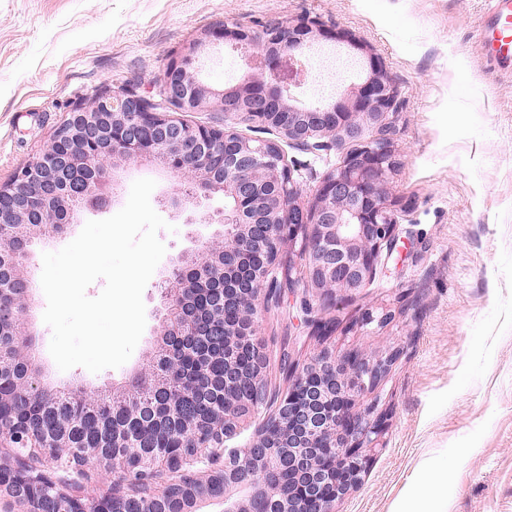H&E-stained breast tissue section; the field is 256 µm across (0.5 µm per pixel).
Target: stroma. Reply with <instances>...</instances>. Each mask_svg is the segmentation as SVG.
I'll return each mask as SVG.
<instances>
[{
    "label": "stroma",
    "instance_id": "1",
    "mask_svg": "<svg viewBox=\"0 0 512 512\" xmlns=\"http://www.w3.org/2000/svg\"><path fill=\"white\" fill-rule=\"evenodd\" d=\"M487 8V0H0V184L49 143L74 108L104 90L130 88L159 103L167 65L184 54L213 91L240 86V52L205 35L218 25L309 15L361 39V50L333 40L306 48L325 83L292 89L299 105L348 96L367 75L368 53L384 60L397 90L389 135L398 162L389 182L397 247L356 296L321 301L306 288L285 287L262 309L267 396L230 442L246 446L287 393L281 356L304 365L323 347L312 334L316 322L337 324L326 346L336 357L400 350L389 374L361 398L377 401L385 428L359 486L336 512H396L409 505V480L424 466L448 486L445 512H512V77L481 51ZM346 151L329 138L311 150L286 146L303 201ZM140 178L156 182L150 201L168 224L158 233L166 258L191 251L186 213L162 202L176 179L152 164L119 169L111 204L84 210L82 222L117 213ZM80 231L71 225L33 247L23 267L36 285L31 329L51 374L108 389L146 365L161 340L155 284L164 270L156 268L144 289L146 327L127 363L96 374L79 366L59 371L42 319V255ZM367 309L395 317L366 324Z\"/></svg>",
    "mask_w": 512,
    "mask_h": 512
}]
</instances>
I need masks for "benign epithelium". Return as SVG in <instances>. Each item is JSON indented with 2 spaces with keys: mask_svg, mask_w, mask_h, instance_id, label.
Segmentation results:
<instances>
[{
  "mask_svg": "<svg viewBox=\"0 0 512 512\" xmlns=\"http://www.w3.org/2000/svg\"><path fill=\"white\" fill-rule=\"evenodd\" d=\"M210 36L259 49L248 56L247 65L262 73L217 96L191 71L192 47L166 67L161 90L181 112L218 107L224 124L191 125L148 107L145 99L127 90H106L93 104L70 112L41 154L0 185V227L16 228L0 240V325L14 316L24 322L28 310L31 282L5 265L27 253L24 227L56 224L62 232L87 205L107 207L119 167L150 162L179 178L184 186L168 202L180 209L195 210L212 193L224 192V210L200 218L203 224L224 225V248L212 258L209 237L199 238V260L172 264L157 285L170 312L166 335L224 331V405L212 409L217 426L184 459L188 465H204L203 475L176 497L165 489L153 496L170 501L167 512H195L199 502L209 499L208 484L221 481L224 512H336V504L359 485L385 424L377 402L357 410L356 400L386 377L396 351L374 359H337L328 349L321 350L296 373L279 406L284 431L272 434L261 428L249 446L226 448L224 442L243 421L239 411L245 400L237 386L262 378L259 371L238 374L235 352L244 338L260 343L258 315L262 306L280 297L272 270L284 245L307 242V287L321 297L358 294L374 279L381 255L395 250L397 218L386 188L397 161L387 137L367 140L364 130L385 133L391 128L396 91L380 57L370 53L367 76L350 97L315 109L290 103L284 88L298 77L295 65L303 63V46L322 39L360 43L352 33L329 28L316 17L268 24L259 32L226 26L204 33ZM243 116L274 129L280 140L244 136L235 126ZM325 136L359 151L347 152L342 165L322 179L305 204L282 143L315 148ZM205 286L224 290V304L213 305L202 319L195 310V293ZM178 366L173 353L159 346L154 370L170 376ZM179 402L175 395L158 412L196 429L179 412ZM142 443L143 434L114 427L112 446L124 453L109 464L97 449L87 448L81 466L72 469L63 454L51 451L52 442H34L29 452L52 458L74 478L64 486L44 471L27 468L18 452L14 463L3 467L12 472L20 493H1L0 512H13L16 503L25 512H47L50 492L64 497V512H115L121 495L112 492L90 500L77 486L89 472L102 470H121L125 481L136 471L143 481H151L168 467V459L137 453Z\"/></svg>",
  "mask_w": 512,
  "mask_h": 512,
  "instance_id": "benign-epithelium-1",
  "label": "benign epithelium"
}]
</instances>
